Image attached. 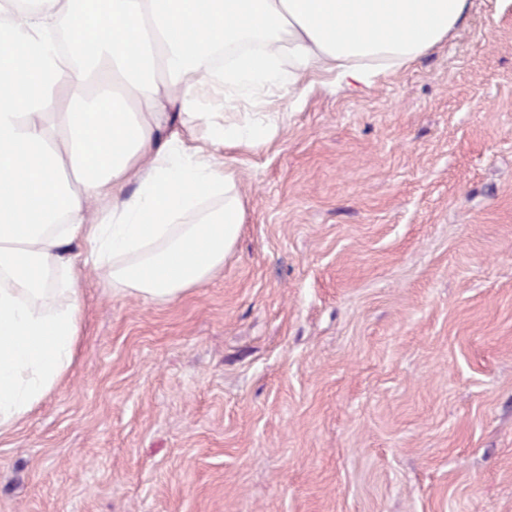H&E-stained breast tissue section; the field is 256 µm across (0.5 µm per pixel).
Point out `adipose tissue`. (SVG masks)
Returning a JSON list of instances; mask_svg holds the SVG:
<instances>
[{
	"label": "adipose tissue",
	"instance_id": "ef3b65f1",
	"mask_svg": "<svg viewBox=\"0 0 512 512\" xmlns=\"http://www.w3.org/2000/svg\"><path fill=\"white\" fill-rule=\"evenodd\" d=\"M467 0H0V430L66 377L85 265L171 301L224 266L242 222L226 148L251 119L173 131L225 95L325 73L368 87L457 26ZM135 194H127L129 184Z\"/></svg>",
	"mask_w": 512,
	"mask_h": 512
}]
</instances>
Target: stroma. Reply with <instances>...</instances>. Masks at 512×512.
Instances as JSON below:
<instances>
[{"label": "stroma", "instance_id": "stroma-1", "mask_svg": "<svg viewBox=\"0 0 512 512\" xmlns=\"http://www.w3.org/2000/svg\"><path fill=\"white\" fill-rule=\"evenodd\" d=\"M199 109L279 126L226 153L239 239L166 303L85 269L0 512H512V0L362 91Z\"/></svg>", "mask_w": 512, "mask_h": 512}]
</instances>
